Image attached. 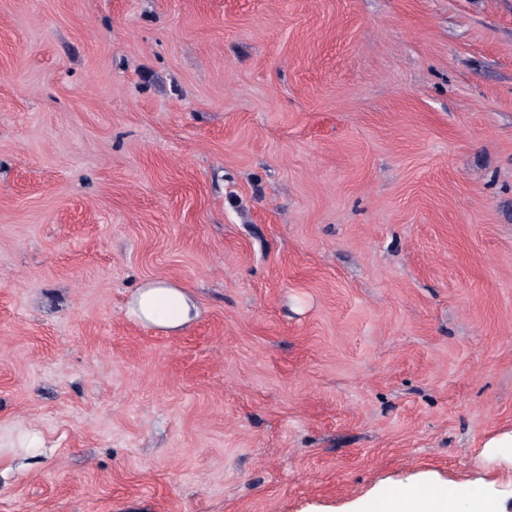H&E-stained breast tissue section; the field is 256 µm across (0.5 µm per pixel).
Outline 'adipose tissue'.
<instances>
[{"mask_svg": "<svg viewBox=\"0 0 512 512\" xmlns=\"http://www.w3.org/2000/svg\"><path fill=\"white\" fill-rule=\"evenodd\" d=\"M128 314L142 326L176 331L197 318L198 308L188 290L150 281L133 294ZM456 497V487L436 490L422 484L408 493L359 501L358 506L359 512H453Z\"/></svg>", "mask_w": 512, "mask_h": 512, "instance_id": "obj_1", "label": "adipose tissue"}]
</instances>
